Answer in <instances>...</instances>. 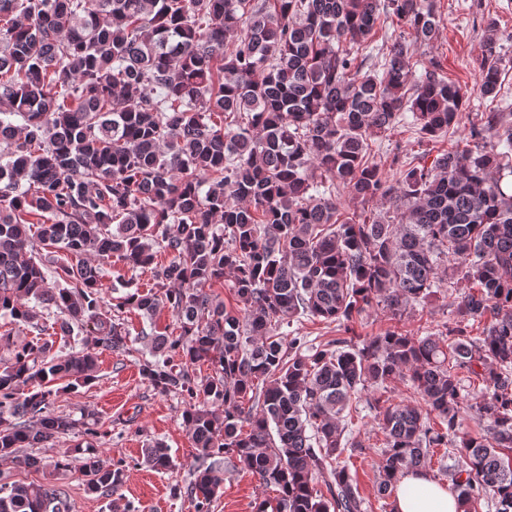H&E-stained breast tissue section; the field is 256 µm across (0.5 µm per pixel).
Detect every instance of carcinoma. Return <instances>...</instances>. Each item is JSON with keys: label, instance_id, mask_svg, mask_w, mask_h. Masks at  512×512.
I'll return each mask as SVG.
<instances>
[{"label": "carcinoma", "instance_id": "obj_1", "mask_svg": "<svg viewBox=\"0 0 512 512\" xmlns=\"http://www.w3.org/2000/svg\"><path fill=\"white\" fill-rule=\"evenodd\" d=\"M382 18L407 29L385 53L373 40ZM439 22L437 0H0V317L40 336V313L57 312L62 336H95L65 358L39 339L0 344V458L47 451L19 459L43 479L1 484L0 512H72L51 479L71 467L54 443L76 427L53 410L56 381L90 383L94 348L128 350L116 314L161 304L180 333L155 336L139 374L186 399L183 424L211 460L187 488L195 512H210L223 460L276 488V505L255 512H364L342 461L357 422L343 413L396 380L420 403L372 404L378 496L437 462L458 512H512V114L487 113L470 129L483 145L405 163L394 181L369 160L370 135L407 112L422 141L458 126L462 88L433 61L418 76L408 68V38L432 40ZM501 64L490 20L480 96L500 97ZM341 191L404 211L345 217ZM91 257L149 269L162 292L108 304ZM443 272L467 291L438 336L388 330L314 347L274 334L302 317L347 334L379 303L400 316ZM226 277L235 309L208 292ZM485 316L471 336L465 322ZM201 361L214 375L190 373ZM466 416L482 432L465 430ZM82 428L86 489L108 498L125 466L102 462L98 420ZM144 463L175 467L158 442Z\"/></svg>", "mask_w": 512, "mask_h": 512}]
</instances>
